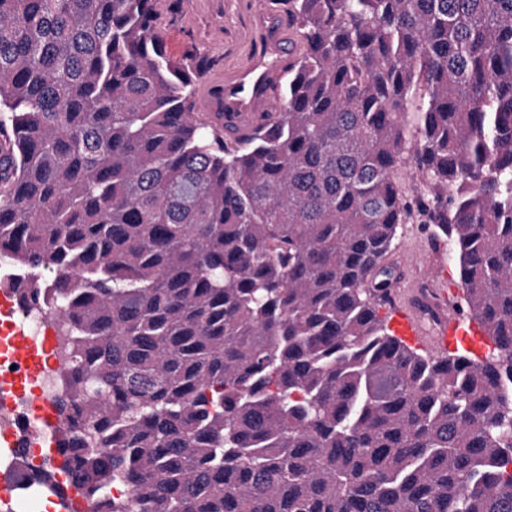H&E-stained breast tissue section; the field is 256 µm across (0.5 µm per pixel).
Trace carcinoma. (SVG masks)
Wrapping results in <instances>:
<instances>
[{
    "label": "carcinoma",
    "instance_id": "1",
    "mask_svg": "<svg viewBox=\"0 0 512 512\" xmlns=\"http://www.w3.org/2000/svg\"><path fill=\"white\" fill-rule=\"evenodd\" d=\"M155 2L0 0V249L28 305L59 272L76 362L39 484L91 512H512V0H282L280 106L240 125L195 111ZM410 222L456 249L485 357L380 316Z\"/></svg>",
    "mask_w": 512,
    "mask_h": 512
}]
</instances>
